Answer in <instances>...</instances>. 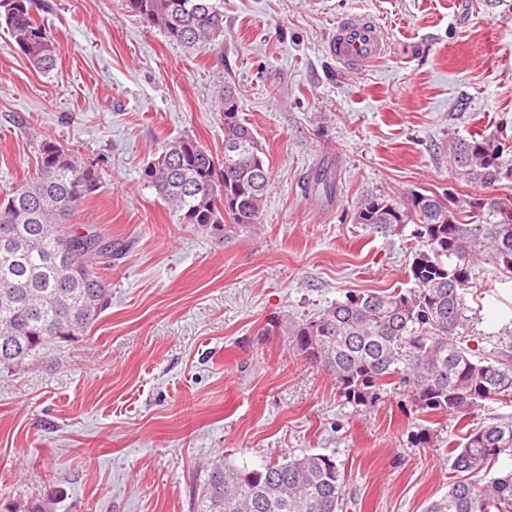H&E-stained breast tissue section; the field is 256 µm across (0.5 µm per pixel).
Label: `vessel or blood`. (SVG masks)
<instances>
[{
	"label": "vessel or blood",
	"mask_w": 512,
	"mask_h": 512,
	"mask_svg": "<svg viewBox=\"0 0 512 512\" xmlns=\"http://www.w3.org/2000/svg\"><path fill=\"white\" fill-rule=\"evenodd\" d=\"M327 48L337 62L348 69L357 70L386 54L387 39L382 28L374 21L355 14L337 23Z\"/></svg>",
	"instance_id": "1"
}]
</instances>
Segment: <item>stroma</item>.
Listing matches in <instances>:
<instances>
[{
	"mask_svg": "<svg viewBox=\"0 0 512 512\" xmlns=\"http://www.w3.org/2000/svg\"><path fill=\"white\" fill-rule=\"evenodd\" d=\"M224 42L169 40L123 0H41L53 70L0 29V196L51 139L95 169L71 223L121 243L94 268L107 309L78 341L0 371V500L52 512H191L204 468L334 456L349 512H424L448 490L458 428L388 393L354 407L270 318L299 322L350 291L408 288L414 239L355 223L365 196L465 199L476 184L448 140L512 130V9L484 0H223ZM365 14L389 51L353 71L328 55L336 22ZM267 155L258 226L220 237L176 217L144 182L161 142L224 152L223 88ZM336 163L337 194L305 188ZM470 346L508 342L512 279L476 265Z\"/></svg>",
	"mask_w": 512,
	"mask_h": 512,
	"instance_id": "35a3bbf8",
	"label": "stroma"
}]
</instances>
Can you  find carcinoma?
Masks as SVG:
<instances>
[{
    "label": "carcinoma",
    "mask_w": 512,
    "mask_h": 512,
    "mask_svg": "<svg viewBox=\"0 0 512 512\" xmlns=\"http://www.w3.org/2000/svg\"><path fill=\"white\" fill-rule=\"evenodd\" d=\"M125 7L168 39L206 49L224 42L221 0H125ZM38 0H0V26L31 65L56 63L53 31L37 18ZM224 147L219 159L190 138L169 140L143 170L180 224L224 236L226 223H259L270 172L238 97L224 87ZM512 137L473 133L448 142V160L481 187L512 182ZM98 185L95 171L53 140L39 146L36 177L0 199V367L25 369L50 347L85 335L105 311L111 284L92 260L121 252L98 233L78 234L60 220ZM311 189L331 202L334 164L313 173ZM355 223L380 233L416 225L409 268L413 287L351 291L316 317L287 328L299 355L333 377L339 396L355 407L387 392L408 399L426 416L447 415L461 441L448 449L453 480L425 512H512V469L484 483L470 475L512 449V416L472 425L485 403L512 402V345L475 354L465 339V295L478 259L512 273V206L483 196L457 202L449 195L411 192L405 201L371 195ZM345 475L335 457L305 453L238 467L210 462L192 512H344Z\"/></svg>",
    "instance_id": "carcinoma-1"
}]
</instances>
